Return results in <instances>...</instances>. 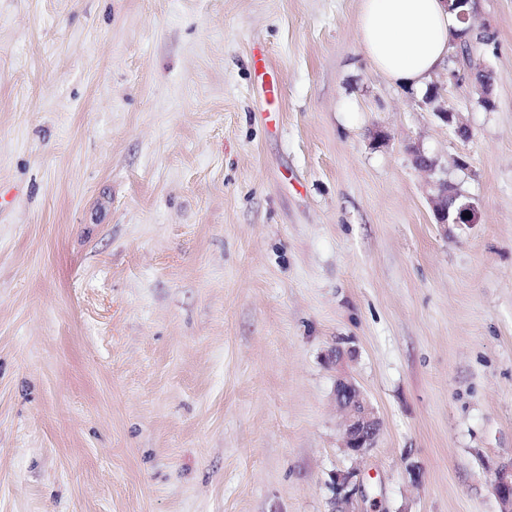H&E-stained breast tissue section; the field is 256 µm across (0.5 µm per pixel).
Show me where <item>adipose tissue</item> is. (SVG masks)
I'll list each match as a JSON object with an SVG mask.
<instances>
[{
	"label": "adipose tissue",
	"instance_id": "ef3b65f1",
	"mask_svg": "<svg viewBox=\"0 0 512 512\" xmlns=\"http://www.w3.org/2000/svg\"><path fill=\"white\" fill-rule=\"evenodd\" d=\"M465 27L460 10L447 0H363L358 37L381 74L421 95Z\"/></svg>",
	"mask_w": 512,
	"mask_h": 512
}]
</instances>
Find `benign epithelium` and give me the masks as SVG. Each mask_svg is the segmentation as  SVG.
Here are the masks:
<instances>
[{"label":"benign epithelium","mask_w":512,"mask_h":512,"mask_svg":"<svg viewBox=\"0 0 512 512\" xmlns=\"http://www.w3.org/2000/svg\"><path fill=\"white\" fill-rule=\"evenodd\" d=\"M439 97V88L436 87L432 94L425 98L424 104L432 108L438 117L450 123L453 121V113L437 104ZM452 196L453 192L448 187V182L444 181L438 185L436 194L431 198L433 212L438 223H471L472 219L468 218V215L472 214L473 208L469 204L461 205L457 214H450L448 200ZM336 403L344 416V448L354 455L363 454L367 449L373 447L379 434V423L373 409L366 402L358 387L346 380H340L336 384ZM355 476L356 472L352 471L338 478L335 487L334 504L336 509L334 512H347L344 505L348 504L350 496L345 489ZM494 490L500 503V512H512V462L496 469Z\"/></svg>","instance_id":"obj_1"}]
</instances>
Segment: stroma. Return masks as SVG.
<instances>
[{"label":"stroma","mask_w":512,"mask_h":512,"mask_svg":"<svg viewBox=\"0 0 512 512\" xmlns=\"http://www.w3.org/2000/svg\"><path fill=\"white\" fill-rule=\"evenodd\" d=\"M475 3L490 96L432 78L463 138L361 0H0V512H332L352 469L351 512H500L512 0ZM454 196L448 187V182H440L437 192L431 198L433 212L440 224H469L472 222L473 208L470 204H462L456 215L449 212L448 200ZM465 215H471V218H465ZM336 403L344 416V447L353 455L363 454L373 447L379 434L373 409L358 387L346 380L336 384Z\"/></svg>","instance_id":"35a3bbf8"}]
</instances>
